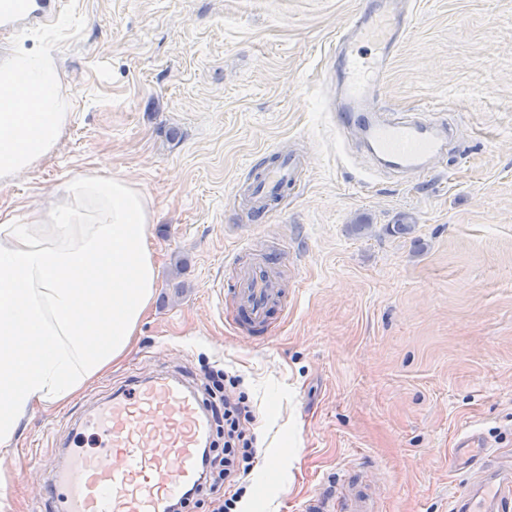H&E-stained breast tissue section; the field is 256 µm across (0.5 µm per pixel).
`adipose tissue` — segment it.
Returning <instances> with one entry per match:
<instances>
[{"label": "adipose tissue", "instance_id": "1", "mask_svg": "<svg viewBox=\"0 0 512 512\" xmlns=\"http://www.w3.org/2000/svg\"><path fill=\"white\" fill-rule=\"evenodd\" d=\"M50 53L0 66V181L45 157L68 120ZM31 223L0 222V465L21 418L63 407L126 355L156 293L145 196L80 176Z\"/></svg>", "mask_w": 512, "mask_h": 512}]
</instances>
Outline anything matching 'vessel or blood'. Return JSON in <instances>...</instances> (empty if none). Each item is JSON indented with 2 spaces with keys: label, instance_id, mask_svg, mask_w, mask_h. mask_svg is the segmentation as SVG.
Listing matches in <instances>:
<instances>
[{
  "label": "vessel or blood",
  "instance_id": "obj_1",
  "mask_svg": "<svg viewBox=\"0 0 512 512\" xmlns=\"http://www.w3.org/2000/svg\"><path fill=\"white\" fill-rule=\"evenodd\" d=\"M59 0H0V27L39 26L56 18ZM409 26L402 0L355 14L342 39L345 69L337 91L336 125L355 127L386 167L420 176L441 160L440 122L409 117H379L377 99L392 47ZM385 36L373 66L355 54L358 44L377 30ZM298 164L283 155L251 189L256 212L269 208L274 196L296 179ZM234 293L246 318L256 327L269 325L282 307L283 295L270 265L254 261L241 267ZM95 448L68 449L48 483L55 512H167L182 493L200 482L201 447L211 435L203 398L177 378L138 383L86 416ZM461 512H512V481L485 476L478 489L457 495ZM321 512H373L363 487L318 498Z\"/></svg>",
  "mask_w": 512,
  "mask_h": 512
}]
</instances>
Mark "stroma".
Masks as SVG:
<instances>
[{
    "label": "stroma",
    "mask_w": 512,
    "mask_h": 512,
    "mask_svg": "<svg viewBox=\"0 0 512 512\" xmlns=\"http://www.w3.org/2000/svg\"><path fill=\"white\" fill-rule=\"evenodd\" d=\"M366 2L62 0L57 21L0 32V63L54 55L71 112L52 152L0 184V211L26 224L65 181L125 180L148 200L158 270L136 345L21 421L0 512H50L48 474L74 440L93 448L81 424L109 396L157 376L199 390L209 366L256 411L251 512H300L371 473L378 512H455L479 480L469 435L512 456V0H406L380 103L446 119L453 143L420 179L336 127V40ZM285 152L299 180L258 218L244 194ZM402 214L413 233L386 234ZM254 259L288 299L270 333L226 289Z\"/></svg>",
    "instance_id": "stroma-1"
}]
</instances>
